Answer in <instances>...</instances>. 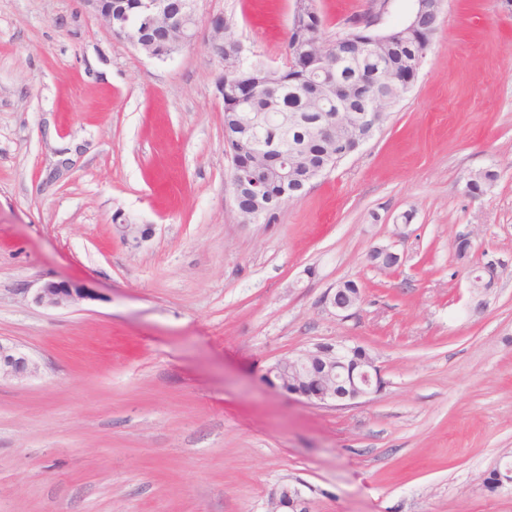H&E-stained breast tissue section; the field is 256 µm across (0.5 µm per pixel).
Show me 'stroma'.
<instances>
[{
	"instance_id": "obj_1",
	"label": "stroma",
	"mask_w": 512,
	"mask_h": 512,
	"mask_svg": "<svg viewBox=\"0 0 512 512\" xmlns=\"http://www.w3.org/2000/svg\"><path fill=\"white\" fill-rule=\"evenodd\" d=\"M371 4L316 0L325 37ZM293 9L198 0L272 69ZM222 72L202 37L158 61L85 0H0V340L39 364L0 379V512H269L284 483L311 512H512L490 482L512 463V0H445L388 121L269 224L232 209ZM348 280L342 317L324 296ZM48 281L87 296L40 306ZM339 341L380 392L265 383ZM317 354H326L327 371L334 384L314 387L309 391H296L295 383L288 379V364L305 367L306 361ZM275 386L290 394L301 396L310 404L320 406H346L376 393L383 384L382 372L374 359L359 346L344 343L319 346L294 357L277 360L267 371ZM277 376L278 381L273 378Z\"/></svg>"
}]
</instances>
